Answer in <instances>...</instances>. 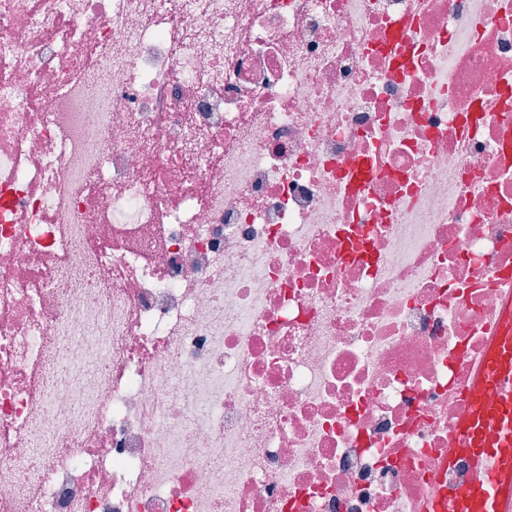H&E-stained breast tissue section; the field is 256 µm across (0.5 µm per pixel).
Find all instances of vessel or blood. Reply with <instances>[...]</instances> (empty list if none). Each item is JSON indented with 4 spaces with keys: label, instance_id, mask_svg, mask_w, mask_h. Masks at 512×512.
<instances>
[{
    "label": "vessel or blood",
    "instance_id": "1",
    "mask_svg": "<svg viewBox=\"0 0 512 512\" xmlns=\"http://www.w3.org/2000/svg\"><path fill=\"white\" fill-rule=\"evenodd\" d=\"M493 389L494 401L483 393ZM474 397L455 427L449 460L469 458L484 462L480 482H461L449 488L451 512H512V305L477 363Z\"/></svg>",
    "mask_w": 512,
    "mask_h": 512
}]
</instances>
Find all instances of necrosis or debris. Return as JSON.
<instances>
[{"label":"necrosis or debris","mask_w":512,"mask_h":512,"mask_svg":"<svg viewBox=\"0 0 512 512\" xmlns=\"http://www.w3.org/2000/svg\"><path fill=\"white\" fill-rule=\"evenodd\" d=\"M0 0V512H425L512 281V0Z\"/></svg>","instance_id":"necrosis-or-debris-1"}]
</instances>
